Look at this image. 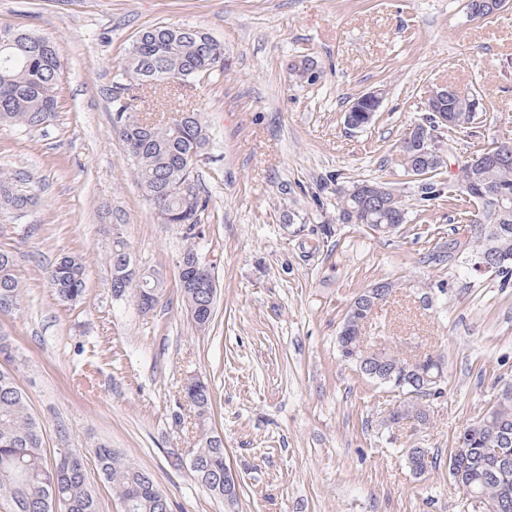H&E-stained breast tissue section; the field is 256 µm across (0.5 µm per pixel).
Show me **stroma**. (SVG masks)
<instances>
[{"label": "stroma", "instance_id": "stroma-1", "mask_svg": "<svg viewBox=\"0 0 512 512\" xmlns=\"http://www.w3.org/2000/svg\"><path fill=\"white\" fill-rule=\"evenodd\" d=\"M204 30L224 46V72L177 94L147 93L154 112L201 113L210 142L197 170L209 221L195 246L217 282L212 322L198 331L179 288L180 228L158 223L122 142L110 97L145 29ZM50 38L61 61L58 109L43 129L0 125V174L24 172L38 202L0 210V248L16 259L21 300L0 313L16 349L12 372L47 450L85 455L100 512H121L97 473L109 443L149 470L170 512H224L173 456L201 429L183 397L209 383L206 429L224 438L236 471V512H458L446 467L415 474L404 450L442 452L512 380V284L490 272L430 263L463 234L466 203L422 205L407 185L409 222L392 235L336 221L339 192L359 179L406 183L397 147L433 90L475 91L476 128L444 137L457 162L512 146V9L470 19L465 0H0V26ZM317 78L291 81L292 61ZM384 90L374 122L348 130L359 95ZM300 215L288 223V212ZM122 224L135 265L163 282L153 312L114 298L104 226ZM335 226L324 235L323 224ZM64 254L86 263V293L60 303L45 271ZM389 279L367 340L445 366L427 424L386 425L401 397L344 362L336 336L354 297Z\"/></svg>", "mask_w": 512, "mask_h": 512}]
</instances>
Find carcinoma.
Returning a JSON list of instances; mask_svg holds the SVG:
<instances>
[{
  "instance_id": "obj_1",
  "label": "carcinoma",
  "mask_w": 512,
  "mask_h": 512,
  "mask_svg": "<svg viewBox=\"0 0 512 512\" xmlns=\"http://www.w3.org/2000/svg\"><path fill=\"white\" fill-rule=\"evenodd\" d=\"M224 45L200 29L174 24L158 25L143 31L132 43L127 66L112 86V129L131 156L138 182L150 202L157 220L181 227L188 239L197 237L196 228L209 219V199L199 185L197 163L210 138L201 114L174 112L165 118L141 109L146 89L162 84L187 83L224 71ZM61 63L53 42L22 29L0 28V124L26 130H39L54 118ZM289 75L300 82H312L313 65L307 60L294 62ZM441 110L455 120L451 130L467 129L486 111L474 93L459 91L441 102ZM344 123L356 130L371 124L366 106L352 103ZM487 148L457 162L470 169L475 197L461 193L477 207L476 218L466 235L455 239L451 250L431 254L432 262H454L471 267L491 252L497 254L499 275L503 282L512 280V161L504 163L487 157ZM428 159L427 177L420 184L424 203L443 195L439 181L447 165L445 155L424 154L417 149L401 159L407 168ZM404 189L395 186L382 198L380 207L362 205V199L346 191L338 205V221L343 224H397L407 222ZM35 204L27 190V178L21 172L0 176V209L23 216ZM106 258L111 273L129 255L122 225H106ZM197 252L190 244L181 253L186 265L179 267L180 288L190 312L202 308L203 316L194 317L196 328L206 330L212 320L217 289L205 292L189 258ZM15 257L0 248V311L19 305L21 288L14 275ZM46 281L58 300L73 304L85 292V264L77 255L59 258L46 271ZM161 294V280L141 274L130 280L120 297L132 296L144 305ZM372 314V302L358 294L351 303L338 332L341 359L355 366L369 380L404 395L391 413V423L412 419L423 425L428 413L423 404L442 396V361L433 355L410 361L386 348L364 346L362 330ZM184 399L195 412L198 424L205 425L212 409L213 394L209 384L184 389ZM462 441L449 450L455 458L461 485L494 505L512 500V470L497 480L486 476L493 466L492 452L506 446L512 449V388L504 392L471 433L460 432ZM102 482L112 488L122 512H168V501L150 472L135 465L106 444L93 451ZM191 471L211 494L224 497V438L213 432L201 434ZM0 496L10 505V512H99L97 497L87 480L85 467L63 475L58 462L48 463L44 434L30 412L27 397L15 376L0 370Z\"/></svg>"
}]
</instances>
